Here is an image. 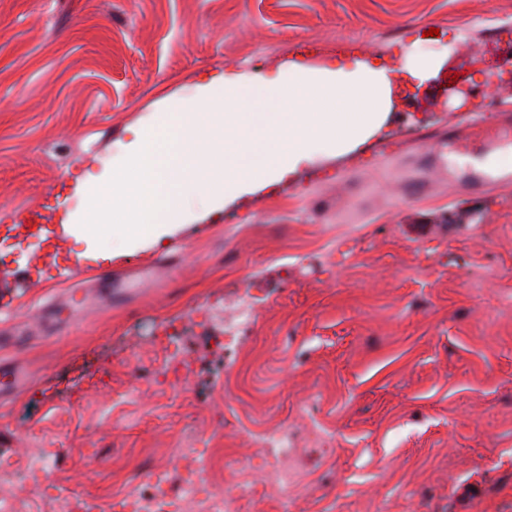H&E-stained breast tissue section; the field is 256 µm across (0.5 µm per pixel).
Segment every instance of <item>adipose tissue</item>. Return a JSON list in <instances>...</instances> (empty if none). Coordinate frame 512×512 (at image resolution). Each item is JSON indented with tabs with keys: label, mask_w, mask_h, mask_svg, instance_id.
I'll use <instances>...</instances> for the list:
<instances>
[{
	"label": "adipose tissue",
	"mask_w": 512,
	"mask_h": 512,
	"mask_svg": "<svg viewBox=\"0 0 512 512\" xmlns=\"http://www.w3.org/2000/svg\"><path fill=\"white\" fill-rule=\"evenodd\" d=\"M464 38L435 49L414 42L385 64L293 61L272 77L237 71L197 84L169 107V122L143 118L74 183L79 205L62 230L76 258L106 265L153 248L242 196L357 151L384 134L401 82L430 84Z\"/></svg>",
	"instance_id": "ef3b65f1"
}]
</instances>
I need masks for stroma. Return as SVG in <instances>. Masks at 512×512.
<instances>
[{"instance_id":"35a3bbf8","label":"stroma","mask_w":512,"mask_h":512,"mask_svg":"<svg viewBox=\"0 0 512 512\" xmlns=\"http://www.w3.org/2000/svg\"><path fill=\"white\" fill-rule=\"evenodd\" d=\"M460 29L358 152L106 267L60 245L73 178L193 84ZM511 67L512 0H0V357L29 375L0 453L49 441L60 485L106 502L186 434L226 483L256 433L313 426L332 442L297 461L290 512H512V181L479 164L500 142L467 165L448 145L512 114V82L481 79ZM246 288L228 358L208 314ZM255 306L248 294L240 297V304L233 319L224 326V352H232L239 344L241 327L254 321Z\"/></svg>"}]
</instances>
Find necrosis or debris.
<instances>
[{
  "mask_svg": "<svg viewBox=\"0 0 512 512\" xmlns=\"http://www.w3.org/2000/svg\"><path fill=\"white\" fill-rule=\"evenodd\" d=\"M254 441L258 451L241 460V470L260 474L265 488L273 490L278 499H287L288 459L295 453L291 433L284 427H271L256 434ZM176 453L182 461L178 472L148 465L145 481L112 497L106 505L99 497L76 495L55 483L51 473L58 465L56 455L35 459L0 455V512H27L28 502L16 492L20 482L35 487L52 512H241L252 482L218 486L211 468L214 451L203 439L182 440Z\"/></svg>",
  "mask_w": 512,
  "mask_h": 512,
  "instance_id": "necrosis-or-debris-1",
  "label": "necrosis or debris"
}]
</instances>
